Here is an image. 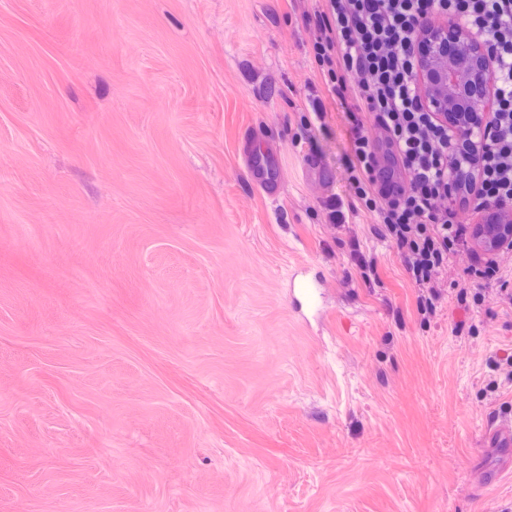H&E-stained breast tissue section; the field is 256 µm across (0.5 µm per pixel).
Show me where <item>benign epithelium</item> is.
I'll list each match as a JSON object with an SVG mask.
<instances>
[{
    "label": "benign epithelium",
    "mask_w": 512,
    "mask_h": 512,
    "mask_svg": "<svg viewBox=\"0 0 512 512\" xmlns=\"http://www.w3.org/2000/svg\"><path fill=\"white\" fill-rule=\"evenodd\" d=\"M417 38L427 49L415 76L421 103L467 145L449 168L452 200L474 173L485 145L484 121L494 115V60L480 35L453 15L420 26ZM480 222L487 232L477 240L479 247L493 255L512 248V203L485 206Z\"/></svg>",
    "instance_id": "1"
}]
</instances>
